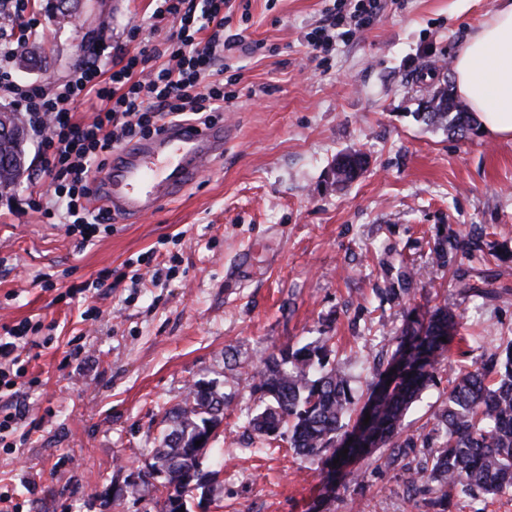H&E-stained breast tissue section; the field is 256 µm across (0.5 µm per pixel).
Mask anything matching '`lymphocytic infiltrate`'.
I'll use <instances>...</instances> for the list:
<instances>
[{
	"label": "lymphocytic infiltrate",
	"mask_w": 512,
	"mask_h": 512,
	"mask_svg": "<svg viewBox=\"0 0 512 512\" xmlns=\"http://www.w3.org/2000/svg\"><path fill=\"white\" fill-rule=\"evenodd\" d=\"M27 5L28 0H0V92L20 105L38 137L48 192L4 196L0 205L63 225L79 240L111 233L109 212L89 209L88 201L114 149L172 121L222 120L225 104L236 98V91L209 80L211 72L224 70L228 53L241 41L240 34L225 32L232 5L230 0H159L149 26L160 36L156 45L141 41L143 28L135 23L126 33L127 48L114 62H103L97 49L63 83L24 85L14 79L11 61L23 46L19 31L38 30ZM381 10V0H334L322 24L307 35L311 55L327 53L369 28ZM81 106L90 119L75 120ZM32 330L26 320L0 326V441L26 415L22 353Z\"/></svg>",
	"instance_id": "obj_1"
}]
</instances>
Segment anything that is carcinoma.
<instances>
[{
  "label": "carcinoma",
  "mask_w": 512,
  "mask_h": 512,
  "mask_svg": "<svg viewBox=\"0 0 512 512\" xmlns=\"http://www.w3.org/2000/svg\"><path fill=\"white\" fill-rule=\"evenodd\" d=\"M436 101L423 121L464 138L475 133L473 115L460 102L451 81L429 94ZM338 167L340 181L352 182L365 169L360 152ZM480 248L466 234H451L438 243L439 258L453 252L471 255ZM458 316L446 303L424 314L409 313L387 366L379 372L369 396L385 386L370 411L355 408L345 372L330 360V337H318L299 347L286 346L264 358L250 373L252 389L267 401L264 409L248 419L256 436L269 445L288 440L289 447L308 458H326L332 471L377 448H387L378 460L391 466L417 447L410 436L398 439L406 411L433 381L439 365L458 335ZM446 341H441V338ZM230 399L217 388L195 383L184 404L167 413L170 431L154 449L146 476L164 475L166 499H188L200 494L209 500L219 488L220 470H204L200 459L216 456L220 449L195 442L219 427ZM368 424H363L365 414ZM422 441L424 458L406 471L412 495H431L436 512H448L456 498L495 496L512 492V337L501 354L474 362L449 381L446 401L432 418ZM348 449L347 457L340 456Z\"/></svg>",
  "instance_id": "obj_1"
}]
</instances>
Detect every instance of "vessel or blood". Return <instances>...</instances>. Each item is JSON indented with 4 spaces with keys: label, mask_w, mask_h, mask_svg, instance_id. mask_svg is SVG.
<instances>
[{
    "label": "vessel or blood",
    "mask_w": 512,
    "mask_h": 512,
    "mask_svg": "<svg viewBox=\"0 0 512 512\" xmlns=\"http://www.w3.org/2000/svg\"><path fill=\"white\" fill-rule=\"evenodd\" d=\"M223 124L172 123L114 155L108 174L91 187V197L112 216L129 220L155 212L183 193L207 163L223 154Z\"/></svg>",
    "instance_id": "obj_1"
}]
</instances>
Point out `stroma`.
Returning a JSON list of instances; mask_svg holds the SVG:
<instances>
[{
  "mask_svg": "<svg viewBox=\"0 0 512 512\" xmlns=\"http://www.w3.org/2000/svg\"><path fill=\"white\" fill-rule=\"evenodd\" d=\"M47 2L30 0L44 33L24 48L49 66L16 71L18 80L63 81L92 43L124 42L127 25L148 23L157 6L82 0L73 25ZM493 2L387 0L371 28L323 61L306 35L325 0H248L228 28L245 45L230 60V136L182 195L84 246L0 206V324H41L25 354L29 412L0 448V494L17 512H160V482L145 478L146 466L165 411L198 381L231 399L212 442L224 459L207 512H434L405 491L404 466L420 453L389 468L370 455L331 479L287 448L259 450L246 430L261 405L247 372L274 349L327 336L354 396L365 397L406 313L450 303L464 341L407 411L412 436L455 372L512 336V262L495 258L512 251V138L461 140L415 117L425 88L453 79ZM350 150L368 169L336 184L332 166ZM461 230L479 237L480 251L435 262L438 243ZM148 251L172 275L125 279ZM106 267L122 275L117 287L58 301ZM45 274L53 289H42ZM488 282L507 296L465 291ZM89 307L97 317L86 321Z\"/></svg>",
  "mask_w": 512,
  "mask_h": 512,
  "instance_id": "1",
  "label": "stroma"
}]
</instances>
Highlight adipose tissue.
<instances>
[{
	"mask_svg": "<svg viewBox=\"0 0 512 512\" xmlns=\"http://www.w3.org/2000/svg\"><path fill=\"white\" fill-rule=\"evenodd\" d=\"M454 74L457 93L486 134L512 138V0H494L458 53Z\"/></svg>",
	"mask_w": 512,
	"mask_h": 512,
	"instance_id": "ef3b65f1",
	"label": "adipose tissue"
}]
</instances>
